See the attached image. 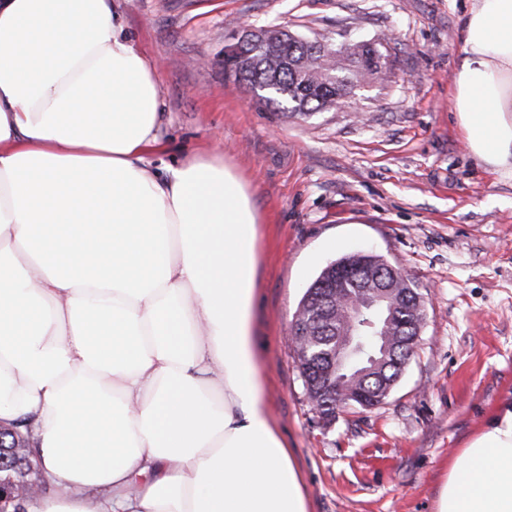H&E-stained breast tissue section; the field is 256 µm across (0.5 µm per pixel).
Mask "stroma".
<instances>
[{"instance_id":"obj_1","label":"stroma","mask_w":512,"mask_h":512,"mask_svg":"<svg viewBox=\"0 0 512 512\" xmlns=\"http://www.w3.org/2000/svg\"><path fill=\"white\" fill-rule=\"evenodd\" d=\"M155 68L166 113L154 166L217 152L260 213L256 331L272 419L311 512H433L449 457L512 405V170L467 146L452 95L471 0H113ZM367 41L388 76L296 118L224 72L232 26ZM359 250L426 303L416 354L386 401L311 409L291 320L330 262Z\"/></svg>"}]
</instances>
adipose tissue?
I'll use <instances>...</instances> for the list:
<instances>
[{"instance_id": "1", "label": "adipose tissue", "mask_w": 512, "mask_h": 512, "mask_svg": "<svg viewBox=\"0 0 512 512\" xmlns=\"http://www.w3.org/2000/svg\"><path fill=\"white\" fill-rule=\"evenodd\" d=\"M453 109L512 157V0H473ZM154 68L112 0H0V426L27 512H309L255 340L258 211L223 157L156 172ZM435 512H512V409L448 460ZM1 438L4 439V442L1 441V445L6 448L0 447V472L2 475V479H0V512H7L9 507H12L14 512L24 511L17 495L26 500L33 498V495L39 491V487L18 485V489L15 491L13 485L35 480L39 486H42L40 466L36 460L30 457V448H14L15 436L12 432H1Z\"/></svg>"}]
</instances>
